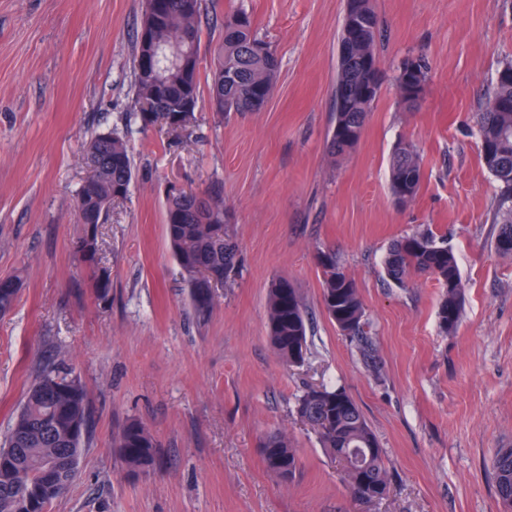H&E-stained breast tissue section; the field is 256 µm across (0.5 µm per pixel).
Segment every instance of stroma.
<instances>
[{
    "label": "stroma",
    "mask_w": 512,
    "mask_h": 512,
    "mask_svg": "<svg viewBox=\"0 0 512 512\" xmlns=\"http://www.w3.org/2000/svg\"><path fill=\"white\" fill-rule=\"evenodd\" d=\"M385 39L382 81L363 136L329 152L337 36L344 0H202L215 17L246 11L277 55L259 112H213L207 74L221 30L206 27L195 118L144 126L135 92L136 31L145 0H0V278L19 297L0 317V439L48 361L72 364L86 388L88 447L69 493L50 512H504L492 470L512 448V255L495 248L499 185L480 158L475 116L512 61V0H370ZM429 63L412 109L395 77ZM127 139L134 176L96 228L94 263L78 259L75 198L96 134ZM422 158L416 198H391L398 141ZM219 186L239 243L230 282L197 321L165 236L171 186ZM431 228L455 253L465 297L454 334L439 331L440 290L400 288L388 246ZM336 251L373 323L381 365L370 374L322 303L317 251ZM107 269L112 298L91 292ZM298 288L308 352L284 366L268 341L272 279ZM343 388L385 454L390 491L356 501L342 466L296 413L306 386ZM132 419L159 444L153 470L130 474L115 440ZM290 437L293 482L266 466L260 442Z\"/></svg>",
    "instance_id": "1"
}]
</instances>
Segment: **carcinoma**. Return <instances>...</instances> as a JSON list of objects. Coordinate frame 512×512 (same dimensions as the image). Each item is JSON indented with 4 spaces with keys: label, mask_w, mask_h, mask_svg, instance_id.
Masks as SVG:
<instances>
[{
    "label": "carcinoma",
    "mask_w": 512,
    "mask_h": 512,
    "mask_svg": "<svg viewBox=\"0 0 512 512\" xmlns=\"http://www.w3.org/2000/svg\"><path fill=\"white\" fill-rule=\"evenodd\" d=\"M353 4L345 2L338 33L342 45L355 36L376 47L381 38L378 17L364 0L357 31L347 29ZM200 0H146L141 25H155L152 53L154 79L172 86L168 96L155 103L159 110L190 101L191 111L181 113L189 125L199 99V68L185 73L178 67L182 56L200 60ZM222 40L214 52L209 94L213 111H250L249 100L272 94L279 62L270 46L257 38L250 16L235 10L221 20ZM429 66L420 58L414 71L399 70L397 90L410 80L427 81ZM369 77L351 58L337 55L336 88L347 91V111H336L329 150L342 155L361 140L376 96L358 97ZM150 83L136 67L135 89L139 105L150 102ZM481 158L499 183L493 223L499 225L496 249L512 255V61L498 70L493 89L477 113ZM89 176L76 195L80 223L84 227L103 224L112 203L125 198L133 179L127 141L107 132L95 135L84 154ZM423 169L417 147L402 140L389 158V187L393 199L412 201L422 185ZM224 197L206 190L186 198L168 192L165 233L170 249L185 276L195 314L207 316L214 308L213 281H228L238 264V243L233 225L224 220ZM322 272V301L329 319L358 349L364 362L375 363L376 345L372 325L355 280L330 248L317 254ZM384 271L396 286L412 279L437 283L442 293L437 305V323L448 335L458 327L465 284L452 249L429 231H417L394 240L388 247ZM18 280L0 279V315L14 305ZM95 298H112L107 272L95 275ZM266 313L270 343L288 366L304 361L310 325L301 296L286 277L273 280L268 288ZM297 414L318 434L325 450L345 464V480L351 496L379 500L389 492V478L382 448L357 404L342 388H309L297 399ZM89 433L86 390L73 368L48 362L16 414L10 433L0 445V512H48L50 505L65 496L78 474ZM116 447L128 470L134 474L155 468L158 442L143 422L131 419L122 428ZM268 468L290 482L299 470V458L288 435L275 432L261 443ZM496 487L503 504L512 509V448H502L492 461Z\"/></svg>",
    "instance_id": "cac0c4a2"
}]
</instances>
